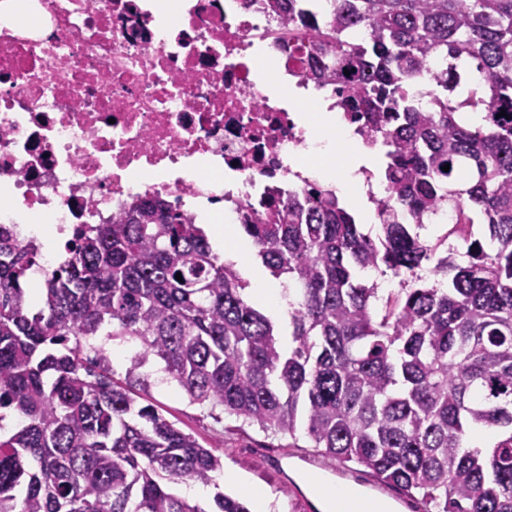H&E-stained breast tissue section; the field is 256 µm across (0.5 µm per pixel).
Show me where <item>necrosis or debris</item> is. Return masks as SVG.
Returning a JSON list of instances; mask_svg holds the SVG:
<instances>
[{"label":"necrosis or debris","instance_id":"1","mask_svg":"<svg viewBox=\"0 0 512 512\" xmlns=\"http://www.w3.org/2000/svg\"><path fill=\"white\" fill-rule=\"evenodd\" d=\"M0 14V224L20 246L44 215L58 244L50 273L84 224H108L135 201L162 198L224 221L265 213L268 187L311 184L308 113L255 60L288 57L267 0H186L177 21L155 0H12Z\"/></svg>","mask_w":512,"mask_h":512}]
</instances>
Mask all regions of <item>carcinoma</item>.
<instances>
[{"instance_id":"cac0c4a2","label":"carcinoma","mask_w":512,"mask_h":512,"mask_svg":"<svg viewBox=\"0 0 512 512\" xmlns=\"http://www.w3.org/2000/svg\"><path fill=\"white\" fill-rule=\"evenodd\" d=\"M313 2L268 6L305 80L347 84L341 107L381 137L383 236L316 185L272 191L270 224L244 213L262 266L292 284L285 344L202 225L160 198L84 227L35 312L37 250L0 225V421L18 419L0 432V512H250L223 492L212 511L172 492L217 484L223 463L142 403L154 363L215 419L293 440L301 425L418 512H512V121L499 117L512 114V0H334L324 16ZM423 77L426 111L407 89ZM444 208L486 224L493 251L474 240L464 265L452 245L435 257L418 229ZM366 271L410 278L383 300ZM106 324L136 346L123 383L94 344ZM478 428L496 441L468 444Z\"/></svg>"}]
</instances>
